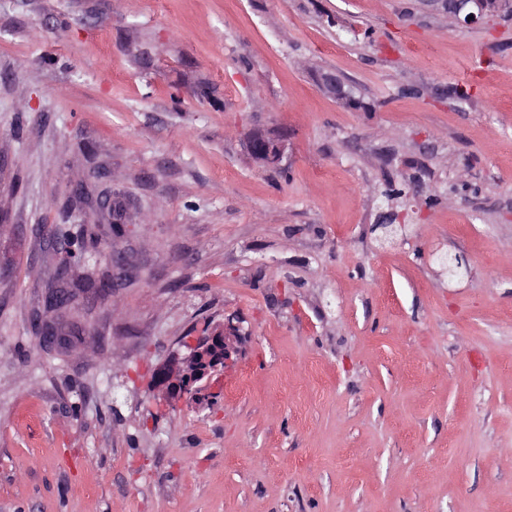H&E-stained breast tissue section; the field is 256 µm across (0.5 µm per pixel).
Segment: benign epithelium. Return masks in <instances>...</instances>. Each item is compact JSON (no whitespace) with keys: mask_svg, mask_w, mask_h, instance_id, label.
<instances>
[{"mask_svg":"<svg viewBox=\"0 0 512 512\" xmlns=\"http://www.w3.org/2000/svg\"><path fill=\"white\" fill-rule=\"evenodd\" d=\"M430 4H443L448 18L464 25H475L488 12L505 6V0H425ZM324 90L339 101H351L344 82L334 72L322 74ZM247 151L252 159L263 164H275L283 155L279 139L261 133L252 135L247 142ZM36 329L44 345L62 346V337L56 330L41 321ZM237 330L231 324L219 323L201 336H191L185 342L189 353L183 357L173 356L158 365L152 373L155 389L171 403L187 399L203 400L208 396L210 381L224 370V364L236 352L233 339Z\"/></svg>","mask_w":512,"mask_h":512,"instance_id":"obj_1","label":"benign epithelium"}]
</instances>
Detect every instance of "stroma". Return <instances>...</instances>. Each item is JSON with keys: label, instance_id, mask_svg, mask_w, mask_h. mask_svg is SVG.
Here are the masks:
<instances>
[{"label": "stroma", "instance_id": "obj_1", "mask_svg": "<svg viewBox=\"0 0 512 512\" xmlns=\"http://www.w3.org/2000/svg\"><path fill=\"white\" fill-rule=\"evenodd\" d=\"M86 222L96 289L48 308ZM224 321L209 402L162 405ZM0 512H512V13L0 0ZM247 151L251 158L257 162L275 164L283 155V145L275 137L257 133L249 138ZM236 333L232 324L219 323L202 336H190L185 342L187 355L172 356L153 370L154 388L171 403L209 398L210 381L236 352Z\"/></svg>", "mask_w": 512, "mask_h": 512}]
</instances>
